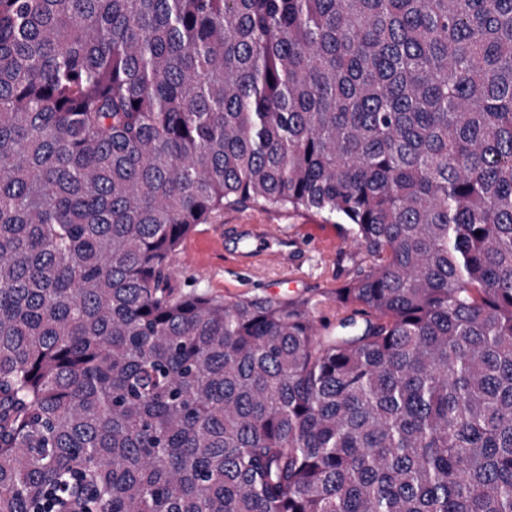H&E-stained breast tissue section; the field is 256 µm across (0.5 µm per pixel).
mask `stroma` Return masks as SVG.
<instances>
[{
  "label": "stroma",
  "instance_id": "35a3bbf8",
  "mask_svg": "<svg viewBox=\"0 0 512 512\" xmlns=\"http://www.w3.org/2000/svg\"><path fill=\"white\" fill-rule=\"evenodd\" d=\"M254 224L278 230L287 241V260L250 264L237 255ZM358 261V250L343 242L341 229L314 213L241 208L224 211L215 223L199 225L183 240L173 265L186 287L220 299L266 293L315 297L316 319L332 322L336 304L326 294L353 276Z\"/></svg>",
  "mask_w": 512,
  "mask_h": 512
}]
</instances>
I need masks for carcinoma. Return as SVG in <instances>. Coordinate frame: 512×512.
<instances>
[{"label": "carcinoma", "instance_id": "obj_1", "mask_svg": "<svg viewBox=\"0 0 512 512\" xmlns=\"http://www.w3.org/2000/svg\"><path fill=\"white\" fill-rule=\"evenodd\" d=\"M237 207L346 315L185 291ZM0 512H512V0H0ZM255 242V252L278 260L248 264L234 253L242 242ZM288 239L285 251L277 234ZM336 224H325L311 212L269 213L252 208L224 210L213 224H201L183 240L174 257L177 279L219 299L276 293L321 300L317 320L336 323V302L324 296L353 276L359 251L343 243ZM333 241L332 244L328 242ZM322 245H328L325 249Z\"/></svg>", "mask_w": 512, "mask_h": 512}]
</instances>
